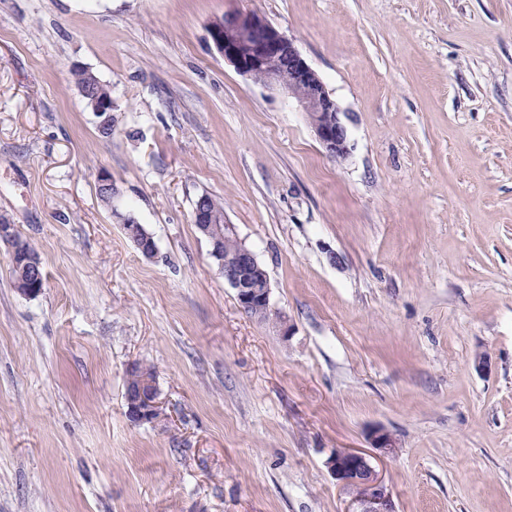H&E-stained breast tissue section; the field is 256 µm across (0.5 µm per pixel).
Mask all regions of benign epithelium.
Returning a JSON list of instances; mask_svg holds the SVG:
<instances>
[{
  "label": "benign epithelium",
  "mask_w": 512,
  "mask_h": 512,
  "mask_svg": "<svg viewBox=\"0 0 512 512\" xmlns=\"http://www.w3.org/2000/svg\"><path fill=\"white\" fill-rule=\"evenodd\" d=\"M210 36L217 52L240 74L281 92L310 116V124L327 155L337 157L349 153L348 132L340 118L338 104L290 38L253 13L224 15V19L212 23ZM78 89L101 118V127L112 130V96L89 85H80ZM193 222L208 240L211 256L224 273V284L234 290L240 307L253 312L269 308L268 274L255 254L242 244L234 254L224 255V238L237 237L234 225L200 206L193 212ZM130 236L142 256H154L150 235L144 228L135 230ZM10 260L13 266L22 267V272L26 273L18 283V291L27 297L38 295L41 291L38 258L13 248ZM129 385L128 417L137 424L157 421L154 417L159 406L156 389L132 376ZM368 439L373 451L339 448L327 457L326 467L351 494L346 512H396L392 494L373 465V460L395 453L396 440L379 427L369 432Z\"/></svg>",
  "instance_id": "obj_1"
}]
</instances>
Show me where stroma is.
Wrapping results in <instances>:
<instances>
[{
    "label": "stroma",
    "instance_id": "35a3bbf8",
    "mask_svg": "<svg viewBox=\"0 0 512 512\" xmlns=\"http://www.w3.org/2000/svg\"><path fill=\"white\" fill-rule=\"evenodd\" d=\"M235 11L293 41L348 155L224 61ZM204 194L268 318L225 286ZM1 213L46 286L20 295L0 244V512H346L326 458L375 427L397 512H512V0H0ZM134 361L153 424L126 416ZM72 76L76 85L92 82V84L96 83L108 90V88L102 84L94 74H91L88 71L76 70L72 73ZM78 89L83 98L87 101L88 105L92 108L93 112H96L97 116L102 118L101 127L112 131V96L104 94L97 88H91L89 85H80L78 86ZM222 221L224 237L237 239L234 225L228 224L225 218L207 211L202 206H198L193 212V222L200 234L208 240L211 256L224 273V284L234 290L240 307L253 312L269 309L270 283L267 271H263L255 254L241 241L239 247L236 239H224L211 233L212 226ZM224 253L234 254L225 257Z\"/></svg>",
    "mask_w": 512,
    "mask_h": 512
}]
</instances>
